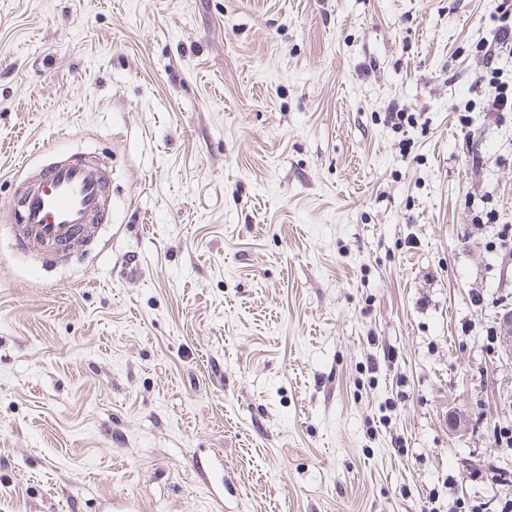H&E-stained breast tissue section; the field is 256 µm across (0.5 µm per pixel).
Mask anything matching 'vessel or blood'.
Instances as JSON below:
<instances>
[{
    "mask_svg": "<svg viewBox=\"0 0 512 512\" xmlns=\"http://www.w3.org/2000/svg\"><path fill=\"white\" fill-rule=\"evenodd\" d=\"M111 191L105 172L85 162H60L41 171L23 203L27 243L65 244L101 216Z\"/></svg>",
    "mask_w": 512,
    "mask_h": 512,
    "instance_id": "b4317fda",
    "label": "vessel or blood"
}]
</instances>
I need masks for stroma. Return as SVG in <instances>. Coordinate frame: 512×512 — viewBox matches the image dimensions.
<instances>
[{
	"instance_id": "obj_1",
	"label": "stroma",
	"mask_w": 512,
	"mask_h": 512,
	"mask_svg": "<svg viewBox=\"0 0 512 512\" xmlns=\"http://www.w3.org/2000/svg\"><path fill=\"white\" fill-rule=\"evenodd\" d=\"M510 18L0 0V512H501ZM62 159L104 217L18 251Z\"/></svg>"
}]
</instances>
